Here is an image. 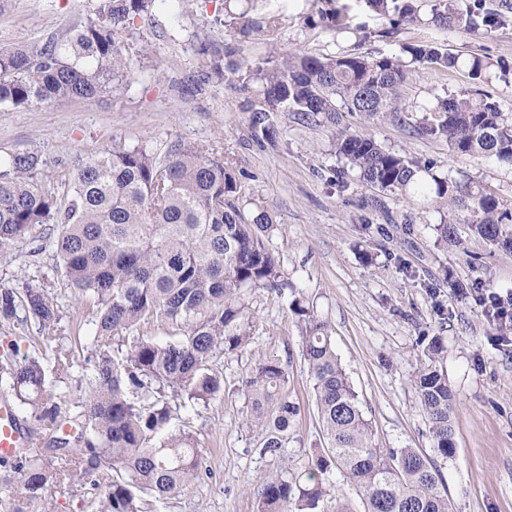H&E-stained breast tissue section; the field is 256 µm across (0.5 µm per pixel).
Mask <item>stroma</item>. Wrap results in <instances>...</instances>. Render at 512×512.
<instances>
[{
  "mask_svg": "<svg viewBox=\"0 0 512 512\" xmlns=\"http://www.w3.org/2000/svg\"><path fill=\"white\" fill-rule=\"evenodd\" d=\"M94 0H0V46L37 47L93 18ZM345 8L347 30L308 25L306 16ZM256 11H278L285 23L268 43H246L244 54L264 56L269 47L301 49L318 56L397 51L411 41H438L463 57L487 56L508 63L493 70L489 90L512 114V10L489 33L443 32L428 25L400 27L385 37L386 18L358 0H257ZM224 0H188L184 7L156 9L136 21L124 37L130 64L119 86L86 101L59 100L25 109L0 106V155L34 150L45 174L119 140L154 149L171 139L210 143L240 176L245 208L261 205L272 215L269 243L276 251L285 286L281 293L256 289L247 296L253 336L234 354L216 353L211 367L224 390L206 402L169 396L173 421L196 439L202 475L189 490L164 500L159 512H256L252 478L292 476L304 470L307 447L318 443L321 424L308 366L302 356L303 326L289 304L301 299L327 322L336 352L354 384L382 448H415L432 455L427 421L411 377L422 364L421 337H444L443 367L456 393L453 415L456 453L438 459L453 512H512V346L501 344L492 321L472 295L448 286L449 278L483 281L488 291L512 293V256L474 239L459 225L461 246H436L442 214L423 199H386L346 173V187L333 185L339 167L334 142L338 127L359 129L357 117L340 125L303 123L288 113L275 116V143L253 137L248 93L219 81L197 83L200 42H228L218 19ZM466 69L409 73L406 101L425 105L435 97L468 90ZM385 147L437 170L479 182L512 208V170L485 157L458 158L445 142L411 136L385 123L371 129ZM412 232H404L405 222ZM53 283L61 319L51 336L36 321L17 314L0 321V359L21 363L39 358L44 396L64 415H75L93 372L96 325L92 310L75 313L76 302L56 267L52 250H27L0 258V287ZM74 348L68 373L57 372V349ZM275 356L288 366V394L302 411L296 421L300 443L281 454L262 453L247 421L242 379L261 359ZM89 495L73 486L52 488L32 500L20 485L16 460H0V512H87Z\"/></svg>",
  "mask_w": 512,
  "mask_h": 512,
  "instance_id": "stroma-1",
  "label": "stroma"
}]
</instances>
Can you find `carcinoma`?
I'll return each instance as SVG.
<instances>
[{
  "instance_id": "cac0c4a2",
  "label": "carcinoma",
  "mask_w": 512,
  "mask_h": 512,
  "mask_svg": "<svg viewBox=\"0 0 512 512\" xmlns=\"http://www.w3.org/2000/svg\"><path fill=\"white\" fill-rule=\"evenodd\" d=\"M189 0H95V18L76 26L66 39L37 49L0 47V105L24 108L57 100L81 101L104 92L128 63L120 37L137 19L160 5ZM254 0H224V27L239 42L264 39L283 26L282 14L253 13ZM393 25L428 24L443 31L488 32L500 23L485 0H432L420 15L419 0H363ZM331 10L309 15L336 29ZM201 83L239 84L253 91L255 138L273 141L272 112H291L303 122L338 124L349 112L373 126L394 120L423 138L442 140L456 157L483 156L512 168V116L483 89L494 63L472 56L462 61L437 42L400 45L397 53L349 54L332 58L279 53L254 62L227 44H202ZM468 71L472 89L436 98L419 108L401 88L411 66ZM336 155L358 181L383 195L430 200L448 214L437 225L435 245H461L457 213L475 238L512 255V208L471 179L442 174L389 149L368 132L336 133ZM33 151L0 156V257L27 246L38 254L53 244L67 286L78 304L96 310L92 342L95 364L88 389L70 420L44 401L43 368L36 359L0 367L20 403L33 409L54 448L34 443L16 450L24 461L20 483L29 498L55 485H90L98 494L91 512H156L157 503L184 492L199 479V450L193 435L172 428L166 393L206 402L224 389L209 366L217 351L235 353L252 335L246 294L254 288L281 292L278 259L267 245L270 213L250 214L240 205L241 185L233 169L210 145L173 139L159 151L112 146L93 151L74 167L39 177ZM61 227L51 237L45 225ZM48 283L0 288V319L21 308L44 331L54 329L60 310ZM499 306L485 309L498 335H512V294H494ZM290 311L304 323L302 355L308 365L323 442L307 449L304 474L258 479L257 512H356L352 499L335 492L341 474L360 499L363 512H451L435 461L414 448L384 450L375 443L372 422L336 354L328 325L303 301ZM165 321L180 330L165 342L136 334L143 323ZM128 333L126 342L112 338ZM424 362L413 378L437 456H454L452 415L456 396L441 363L443 337L426 336ZM248 420L263 453L275 455L300 438L295 430L300 404L288 395V370L278 357L258 362L241 385ZM71 425L72 435L57 436Z\"/></svg>"
}]
</instances>
